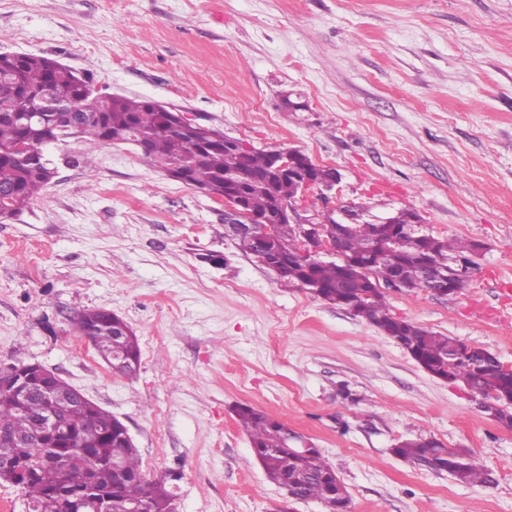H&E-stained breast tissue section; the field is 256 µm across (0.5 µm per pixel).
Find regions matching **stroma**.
I'll list each match as a JSON object with an SVG mask.
<instances>
[{"label": "stroma", "instance_id": "obj_1", "mask_svg": "<svg viewBox=\"0 0 512 512\" xmlns=\"http://www.w3.org/2000/svg\"><path fill=\"white\" fill-rule=\"evenodd\" d=\"M1 52L57 59L106 92L335 167L329 199L307 194L316 209L409 207L424 232L481 243L463 294L386 302L512 367V0H0ZM290 94L306 111L287 110ZM68 149L88 166H59L0 223V370L41 363L122 420L143 473L175 474V512L281 500L239 404L319 448L350 512H512V428L467 389L363 318L280 287L226 237L222 204L131 147ZM96 308L138 337L135 377L78 332L77 314ZM418 435L471 452L494 483L393 455Z\"/></svg>", "mask_w": 512, "mask_h": 512}]
</instances>
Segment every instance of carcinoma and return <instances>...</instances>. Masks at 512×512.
I'll return each instance as SVG.
<instances>
[{"label": "carcinoma", "mask_w": 512, "mask_h": 512, "mask_svg": "<svg viewBox=\"0 0 512 512\" xmlns=\"http://www.w3.org/2000/svg\"><path fill=\"white\" fill-rule=\"evenodd\" d=\"M47 85L77 100L81 87L93 85V80L49 57L0 54V190L7 193V212L12 216L22 213L53 180L44 164L22 157L23 147H42L48 142L59 149L72 137L102 148L118 142L131 145L154 166L168 163L179 167L181 183L225 190L243 199L251 214L273 223L272 246L283 266L277 278L281 287L298 288L310 281L320 287L324 301L348 305L354 315L379 330H389L404 350L436 367L451 382L467 385L471 395L486 401L490 399L489 387L496 383L500 393L512 400V378L501 373L497 363L486 356V349L474 346L467 356H453L455 338L394 316L384 293L371 291L365 253L369 236L376 233L375 225L350 224L343 231L345 254L359 260L355 267L337 261L306 267L294 260L299 249L298 230L293 224L276 221V216L294 196L295 185L289 176L275 171L270 151L253 148L244 153L229 148L224 145L228 135L208 126L180 136L172 130V113L161 110L151 99L137 96L104 95L98 103L100 112L87 114L76 128L70 112H44L40 122H31L28 115L37 111L38 97ZM473 248L472 241L435 236L428 239L422 230L413 228L400 244L381 250L380 263L395 271L404 284L422 290L421 269L426 260L446 268L452 259L462 264L453 288L456 296L468 288ZM76 327L82 335L91 337L101 358L122 356L140 362L137 336L112 325L106 309L81 312ZM44 409V401L35 397L19 410L9 395L0 392V431L26 434ZM55 412L69 431L63 446L34 442L18 450L27 471L18 486L28 496L32 512H57L62 508L81 512L86 497L85 476L96 491L112 492V512H121V506L132 502L146 504L148 512H171L173 492L169 482L176 477L166 474L147 478L138 449L126 447L115 431L110 439L102 434L113 420L109 411L100 406L59 402ZM235 414L271 483L299 500L319 501L325 512H347L349 491L343 481L336 480L333 468L321 454L288 452V428L250 405L237 406ZM394 454L433 473H446L461 484L486 486L493 482L491 471L476 458L436 439L419 436L403 440Z\"/></svg>", "instance_id": "cac0c4a2"}]
</instances>
